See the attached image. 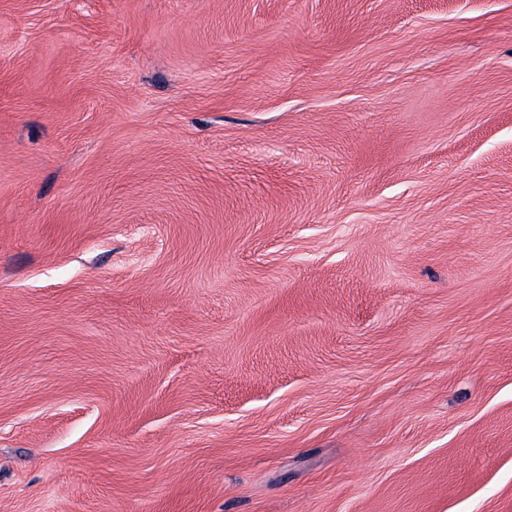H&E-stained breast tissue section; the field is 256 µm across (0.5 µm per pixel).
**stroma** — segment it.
<instances>
[{
  "label": "stroma",
  "mask_w": 512,
  "mask_h": 512,
  "mask_svg": "<svg viewBox=\"0 0 512 512\" xmlns=\"http://www.w3.org/2000/svg\"><path fill=\"white\" fill-rule=\"evenodd\" d=\"M0 512H512V0H0Z\"/></svg>",
  "instance_id": "35a3bbf8"
}]
</instances>
